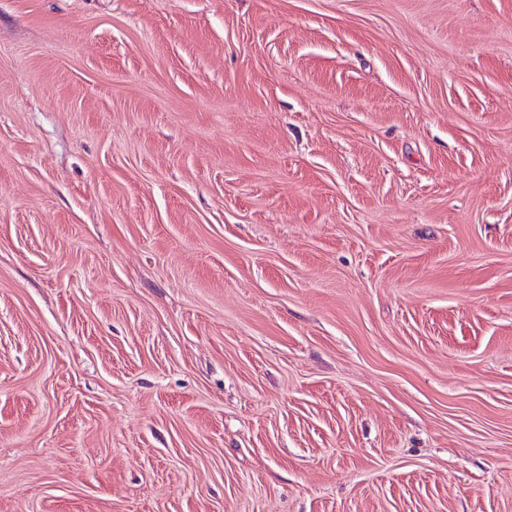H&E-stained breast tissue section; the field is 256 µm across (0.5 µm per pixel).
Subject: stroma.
<instances>
[{
    "instance_id": "stroma-1",
    "label": "stroma",
    "mask_w": 512,
    "mask_h": 512,
    "mask_svg": "<svg viewBox=\"0 0 512 512\" xmlns=\"http://www.w3.org/2000/svg\"><path fill=\"white\" fill-rule=\"evenodd\" d=\"M0 512H512V0H0Z\"/></svg>"
}]
</instances>
